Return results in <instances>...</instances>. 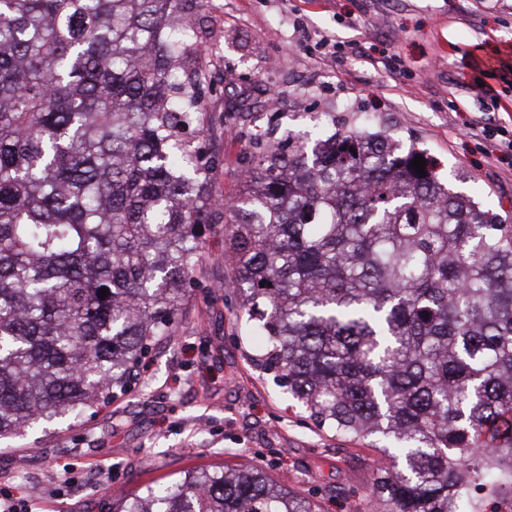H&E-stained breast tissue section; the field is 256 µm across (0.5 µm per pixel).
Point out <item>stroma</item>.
Masks as SVG:
<instances>
[{"mask_svg":"<svg viewBox=\"0 0 512 512\" xmlns=\"http://www.w3.org/2000/svg\"><path fill=\"white\" fill-rule=\"evenodd\" d=\"M211 52L218 114L204 146L221 164L216 196L242 188L243 132L318 138L339 125L384 130L436 164L441 179L512 224V176L464 126L512 132V0H210L197 21ZM336 41L324 55L320 36ZM497 68L493 93L476 68ZM197 282L173 340L155 349L129 391L95 416L36 430L0 450V494L32 512H112V495L164 484L199 466L266 470L317 512H370L374 449L317 431L306 412L251 362L256 349L220 286L222 240L206 235ZM73 468L75 484L51 486ZM110 473L107 482L94 471Z\"/></svg>","mask_w":512,"mask_h":512,"instance_id":"stroma-1","label":"stroma"}]
</instances>
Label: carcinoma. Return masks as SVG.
<instances>
[{
  "mask_svg": "<svg viewBox=\"0 0 512 512\" xmlns=\"http://www.w3.org/2000/svg\"><path fill=\"white\" fill-rule=\"evenodd\" d=\"M208 3L0 0V442L128 392L175 336L207 227L257 366L317 430L378 452L374 512H502L512 224L359 129L243 134L242 191L220 202ZM112 512L315 509L261 469L201 468Z\"/></svg>",
  "mask_w": 512,
  "mask_h": 512,
  "instance_id": "carcinoma-1",
  "label": "carcinoma"
}]
</instances>
